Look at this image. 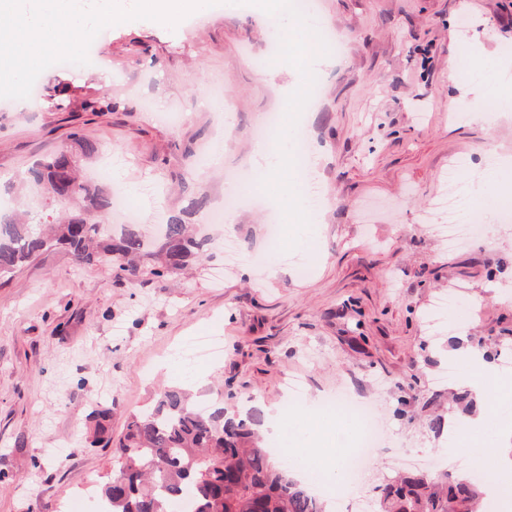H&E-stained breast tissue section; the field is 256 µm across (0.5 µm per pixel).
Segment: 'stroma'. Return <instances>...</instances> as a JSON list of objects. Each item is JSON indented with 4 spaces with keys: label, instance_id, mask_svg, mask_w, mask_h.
I'll list each match as a JSON object with an SVG mask.
<instances>
[{
    "label": "stroma",
    "instance_id": "35a3bbf8",
    "mask_svg": "<svg viewBox=\"0 0 512 512\" xmlns=\"http://www.w3.org/2000/svg\"><path fill=\"white\" fill-rule=\"evenodd\" d=\"M321 21L344 42L319 71L321 94L304 112L326 205L293 249L256 264L269 249L267 214L237 208L235 224L209 220L232 188L231 173L251 167L265 113L285 112L280 83L266 69L290 71L268 53L255 6L226 0L175 28L133 20L109 27L96 60L62 76L69 105L46 111L39 95L24 105L0 98V183L75 137L112 156L110 183L146 203L164 188L163 217L178 216L207 236L202 259L176 272L129 278L100 264H76L61 248L43 252L0 279V512H96L100 488L118 469L112 446L91 444L90 415L112 411L120 438L130 414L151 407L167 387L222 392L231 411L265 418L289 407L280 439L313 449L315 473L350 424L318 415L321 403L350 394L373 401L384 438L362 488L338 482L327 512L361 496L378 505L385 479L437 462L457 467L454 446L473 460L499 445L512 399L464 393L479 351L499 383L512 381V0H318ZM464 76L448 81V64ZM222 85L232 111L210 98ZM483 88L492 121L471 123L467 90ZM105 91L115 108L83 111L86 90ZM151 108H144V100ZM183 113L179 126L162 113ZM222 148L218 162L199 164ZM496 155L497 165L487 162ZM467 158L480 188L481 234L451 250L430 212L441 175ZM207 196L199 210L192 202ZM233 235L237 265L224 258ZM453 295L447 326L429 333L435 299ZM219 335L221 360L195 364L177 350ZM304 396L287 403V384Z\"/></svg>",
    "mask_w": 512,
    "mask_h": 512
}]
</instances>
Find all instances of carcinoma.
Listing matches in <instances>:
<instances>
[{"label": "carcinoma", "mask_w": 512, "mask_h": 512, "mask_svg": "<svg viewBox=\"0 0 512 512\" xmlns=\"http://www.w3.org/2000/svg\"><path fill=\"white\" fill-rule=\"evenodd\" d=\"M83 106L88 112H110L112 96L89 95ZM76 144L78 151L53 152L6 185L10 192L33 184L43 193L71 195L65 212L48 223H29L28 211L20 205L0 214V277L58 245L69 248L79 264H106L131 277H160L203 256L204 243L173 217L152 253L155 265L142 269L145 245L136 226L114 238L103 223L112 191L84 184L76 175L74 155H94L96 143L80 137ZM108 418L104 410L92 415L95 441H111ZM263 426L260 410L230 413L222 394L200 411L181 388L161 392L152 409L128 421L115 449L119 471L101 486L100 512H170L172 504L186 499L188 512H325L321 498L274 459ZM379 491L383 512H472L479 497L473 482L446 471L401 476Z\"/></svg>", "instance_id": "obj_1"}]
</instances>
